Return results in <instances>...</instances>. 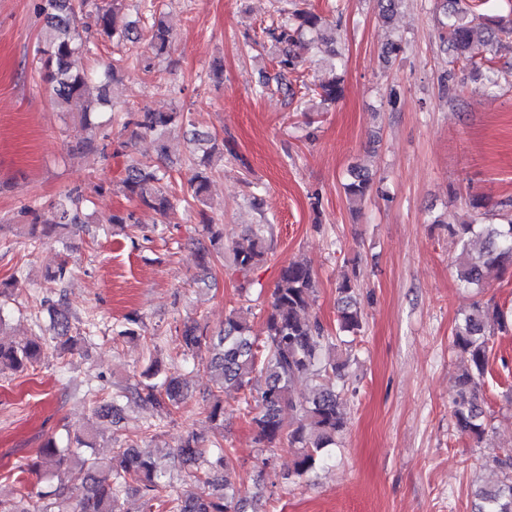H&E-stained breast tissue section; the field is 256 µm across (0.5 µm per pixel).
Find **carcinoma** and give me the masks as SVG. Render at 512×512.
<instances>
[{
    "label": "carcinoma",
    "mask_w": 512,
    "mask_h": 512,
    "mask_svg": "<svg viewBox=\"0 0 512 512\" xmlns=\"http://www.w3.org/2000/svg\"><path fill=\"white\" fill-rule=\"evenodd\" d=\"M125 8V0H39L37 10L43 20V34L38 47V63L44 79L51 84L57 102L68 113L80 115L86 136L71 146L70 152L80 154L107 145L100 144L106 135L97 133L89 115L95 106L113 105L124 60H112V67L97 75L100 95L93 102L86 96L89 77L72 70L74 59L90 51L88 40L78 29V21L86 17L94 21L96 34L110 42L134 43L140 39L135 24L119 26L117 19ZM143 13L150 19L148 34L151 53L131 62L134 67L151 70L156 60L168 54L171 32L154 10L153 0H143ZM431 10L441 27L442 50L449 53L448 70L441 85L446 94L457 89L456 66H470L484 77L492 90L498 86V73L492 61L503 42L512 40V23L495 22L476 17L463 0H431ZM270 40L280 45L274 79L259 82L255 94H267L270 83L283 94L295 111L306 113V103L317 99L321 105L336 103L342 96L341 62L336 51L325 43L336 41L335 33L322 28V17L293 4L281 20L263 28ZM304 44L328 58L324 60L327 75L313 85L294 87L293 75L298 70L297 56L292 47ZM189 128L192 156L188 159L187 193L192 199L203 200L208 186L218 173V163L224 153L235 154L234 139H222L194 128L191 113L174 109L170 112L125 111L123 128H132V135H150L157 155H168V133L172 126ZM167 172L157 166L133 162L126 168L122 180L124 193L131 199L164 215L172 207L166 180ZM375 174L362 167L349 171L344 184L351 204L361 205L371 194ZM89 203L87 194L74 188L49 211L26 206L21 213L31 218V246L37 247L41 237L58 235L70 225L85 223L84 210ZM500 224L463 222L448 225V233L456 239L459 253L456 259L457 278L463 289L482 288L490 274L505 264H512V203L501 205ZM267 225L251 228L250 243L233 249L232 270L239 278L240 290L253 286L251 272L268 255ZM200 264L207 265L213 254L224 249V225L203 218L198 229ZM317 280L310 266L293 261L281 271L271 293L264 321L263 342H257L250 326L240 320L232 309L224 318V328L217 335L207 333L200 320L183 322L177 330L181 355L195 357L207 352L206 368L213 376V389L207 419L216 428L224 424V393H243L241 404L255 432V441L269 448L288 439L293 453L292 468L284 475L288 480H306L316 470L323 457L336 447L347 427L344 413V390L336 389V380L343 378L349 356L342 347L348 345L345 335L356 336L363 330V311L358 298V285L345 277L339 283L341 308L336 334H331L322 322L311 315ZM40 308L52 320L53 335H36L21 344H0V374L23 372L37 363L48 343H57L71 351L92 341L91 331L79 332L74 317L64 300L44 298ZM508 315L496 303H475L462 315L452 334V346L466 356L469 367L457 378L458 389L453 399V417L457 431L479 441L486 432L484 411L478 403V390L487 367L492 326L503 329ZM141 321L127 317L117 336L131 340L142 337ZM299 382L312 385L311 394L301 400L292 396ZM122 396L133 398L152 409L157 421L149 427L173 421L188 395V387L180 374L163 367L159 358L151 360L139 379L120 390ZM289 419H284V415ZM97 434L88 428L83 433L64 439L48 438L34 458L16 466L19 483L24 474L39 476L43 485L36 491L20 495L19 504L5 506L0 512H120V500L131 491L140 494L143 512H240L237 507L232 472L233 454L220 443L210 448L201 445L196 434H188L168 453L170 463L161 464L154 454L143 448L140 441L129 438L112 450V458H98ZM191 462L196 466L194 480L183 487L171 481L170 464ZM83 473L82 486L74 487L60 474L62 467ZM496 475L488 483L476 486L473 492V512H512V450L491 452L486 462Z\"/></svg>",
    "instance_id": "cac0c4a2"
}]
</instances>
